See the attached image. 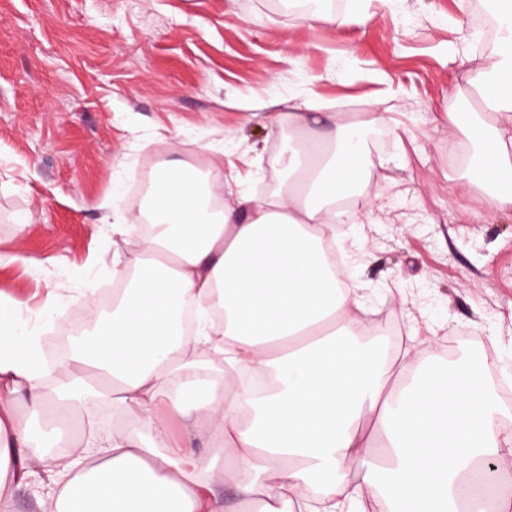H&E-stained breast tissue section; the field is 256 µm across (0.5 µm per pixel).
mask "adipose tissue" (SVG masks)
<instances>
[{
    "mask_svg": "<svg viewBox=\"0 0 512 512\" xmlns=\"http://www.w3.org/2000/svg\"><path fill=\"white\" fill-rule=\"evenodd\" d=\"M490 5L495 69L466 88L482 109L448 119L497 175L488 183L471 171L469 182L504 211L512 0ZM386 121L361 112L298 138L273 193L240 192L217 210L223 182L159 170L146 191L151 233L113 261L112 315L82 289L87 336L53 389L22 302L0 311V512H14V487L39 472L53 512H224L227 485L251 512H487L457 491L485 459L512 468L496 394L471 369L414 374L362 341L360 286L352 267H336L337 224L371 223L384 207L352 137ZM345 196L355 208H339ZM186 298L200 312L190 337L176 318ZM216 305L220 323L207 317ZM106 406L117 421L104 430ZM161 406L181 420L179 439L157 418Z\"/></svg>",
    "mask_w": 512,
    "mask_h": 512,
    "instance_id": "obj_1",
    "label": "adipose tissue"
}]
</instances>
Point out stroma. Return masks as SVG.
<instances>
[{"mask_svg":"<svg viewBox=\"0 0 512 512\" xmlns=\"http://www.w3.org/2000/svg\"><path fill=\"white\" fill-rule=\"evenodd\" d=\"M365 0L330 23L273 0H0V302L77 306L112 278L104 203L126 220L134 180L180 161L259 195L288 148L277 120L309 98L384 112L363 137L371 191L386 207L350 224L370 317L439 342L471 332L512 375V213L465 177L473 149L448 121L471 71L494 64L474 7ZM25 262H18V255Z\"/></svg>","mask_w":512,"mask_h":512,"instance_id":"35a3bbf8","label":"stroma"}]
</instances>
